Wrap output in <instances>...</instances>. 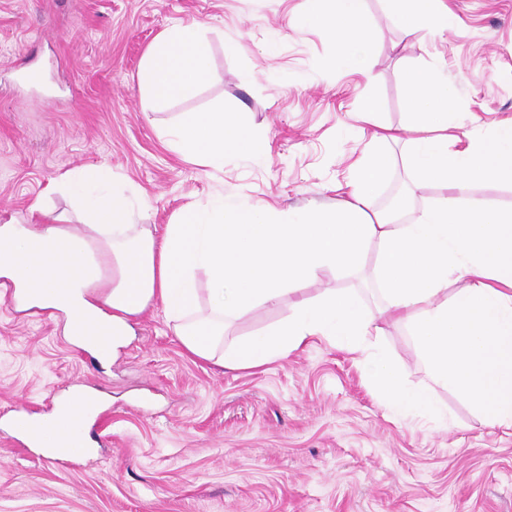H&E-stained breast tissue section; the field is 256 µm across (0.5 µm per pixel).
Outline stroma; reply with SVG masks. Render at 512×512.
Here are the masks:
<instances>
[{"label":"stroma","mask_w":512,"mask_h":512,"mask_svg":"<svg viewBox=\"0 0 512 512\" xmlns=\"http://www.w3.org/2000/svg\"><path fill=\"white\" fill-rule=\"evenodd\" d=\"M454 24L404 37L391 0H364L373 27L372 75L332 64L337 44L296 27L310 0H0V224L72 213L51 184L107 166L142 194L145 223L163 235L187 203L334 207L350 166L370 150L355 119L365 98L397 141L370 199L393 191L404 221L447 193L413 180L404 162L412 110L406 69L431 70L457 89L458 134L512 117V0H445ZM209 42L212 75L162 105L142 91L150 45L182 23ZM242 112L264 136L257 157L211 167L160 138L182 113L215 105ZM375 251L360 264L298 283L275 307L238 315L224 341L259 333L297 301L356 293L382 307ZM64 317L23 308L0 292V512H512V429L490 427L443 386L441 417L393 415L362 357L316 338L249 371L189 357L161 306L109 367L64 334ZM380 345L410 385L430 376L411 330L384 322ZM107 397L91 426L93 455L67 464L23 446L11 411H46L71 388Z\"/></svg>","instance_id":"35a3bbf8"}]
</instances>
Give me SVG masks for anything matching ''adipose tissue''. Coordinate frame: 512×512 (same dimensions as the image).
I'll use <instances>...</instances> for the list:
<instances>
[{
	"instance_id": "ef3b65f1",
	"label": "adipose tissue",
	"mask_w": 512,
	"mask_h": 512,
	"mask_svg": "<svg viewBox=\"0 0 512 512\" xmlns=\"http://www.w3.org/2000/svg\"><path fill=\"white\" fill-rule=\"evenodd\" d=\"M302 26L325 27L338 38L335 65L370 73L372 33L363 0H315ZM406 35L422 23L447 29L443 0H397ZM210 46L200 25L180 24L150 47L141 82L155 102L193 91L209 75ZM414 110L408 141L413 179L446 184L449 195L411 223L385 215L369 219L363 205L385 177V154L354 166L349 200L332 209L277 210L264 205H186L163 236L138 223L141 213L126 182L99 166L67 173L56 190L74 202L85 230L64 216L28 229L0 225V277L31 307L67 317L65 335L101 360L111 359L133 334V319L161 304L185 352L220 368L263 367L314 336L360 353L368 377L399 416L440 413L433 385L464 395L486 424L512 428V209L461 205L456 189L489 180L512 184V119L468 135L452 148L453 85L421 72L407 75ZM167 145L186 158L220 165L225 155L252 156L260 134L234 113L190 112L168 127ZM378 243V274L386 306L367 311L350 292L330 291L297 303L264 332L224 347L233 316L256 305L276 306L293 285L324 269L359 264ZM206 277L209 316L193 319L199 277ZM465 280L456 294L449 282ZM408 325L425 357L432 387L407 386L401 364L374 342L380 317ZM86 323L112 334L105 343L81 334Z\"/></svg>"
}]
</instances>
